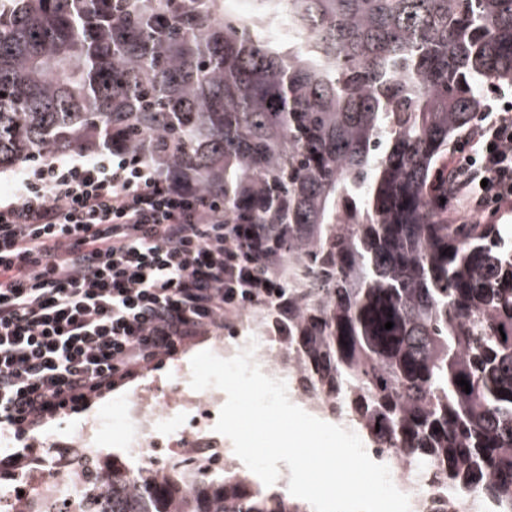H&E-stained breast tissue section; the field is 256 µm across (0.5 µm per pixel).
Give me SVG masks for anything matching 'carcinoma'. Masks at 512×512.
<instances>
[{
    "instance_id": "carcinoma-1",
    "label": "carcinoma",
    "mask_w": 512,
    "mask_h": 512,
    "mask_svg": "<svg viewBox=\"0 0 512 512\" xmlns=\"http://www.w3.org/2000/svg\"><path fill=\"white\" fill-rule=\"evenodd\" d=\"M253 2L0 0V169L112 144L184 173L265 239L303 390L512 512V235L441 203L481 89L512 84V0ZM93 467L87 512H313L211 462Z\"/></svg>"
}]
</instances>
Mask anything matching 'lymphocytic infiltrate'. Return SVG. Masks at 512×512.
Segmentation results:
<instances>
[{
    "mask_svg": "<svg viewBox=\"0 0 512 512\" xmlns=\"http://www.w3.org/2000/svg\"><path fill=\"white\" fill-rule=\"evenodd\" d=\"M451 157L459 219L512 206V110L488 107ZM194 188L106 149L40 162L0 195V434L27 437L179 346L286 298Z\"/></svg>",
    "mask_w": 512,
    "mask_h": 512,
    "instance_id": "f902f5d3",
    "label": "lymphocytic infiltrate"
}]
</instances>
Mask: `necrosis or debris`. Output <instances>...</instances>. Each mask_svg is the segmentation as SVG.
<instances>
[{"label": "necrosis or debris", "instance_id": "necrosis-or-debris-1", "mask_svg": "<svg viewBox=\"0 0 512 512\" xmlns=\"http://www.w3.org/2000/svg\"><path fill=\"white\" fill-rule=\"evenodd\" d=\"M251 343L256 346L254 360L262 372L286 381L290 400L301 401L303 394L292 381L285 350L272 343L257 320L232 328L215 350L219 357L231 358ZM225 401L222 390H193L189 375L179 373L174 391L161 394L147 388L130 398L122 445L145 462L161 456H184L199 448H220L226 462L242 469L243 463L235 455L230 439L214 430L210 411ZM387 465L395 486L410 497V512H430L432 502L443 493L434 478L436 464L417 467L405 452L393 449ZM26 484L27 491L21 496L7 488L0 490V512H83L84 484L77 471L51 464L41 478H27Z\"/></svg>", "mask_w": 512, "mask_h": 512}]
</instances>
